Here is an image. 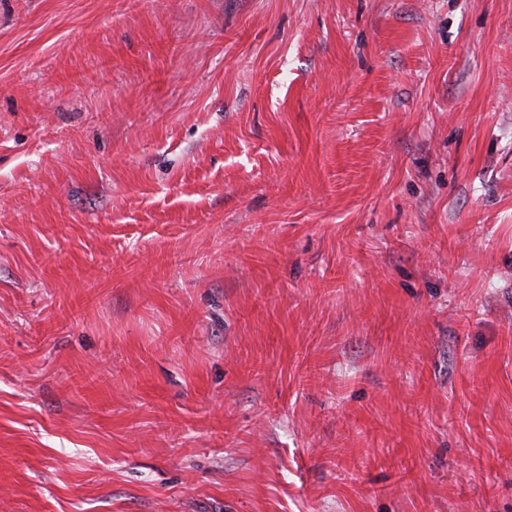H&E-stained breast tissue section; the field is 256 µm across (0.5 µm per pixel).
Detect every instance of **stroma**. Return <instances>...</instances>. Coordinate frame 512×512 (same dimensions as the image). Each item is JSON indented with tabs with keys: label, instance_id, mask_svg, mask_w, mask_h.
Here are the masks:
<instances>
[{
	"label": "stroma",
	"instance_id": "35a3bbf8",
	"mask_svg": "<svg viewBox=\"0 0 512 512\" xmlns=\"http://www.w3.org/2000/svg\"><path fill=\"white\" fill-rule=\"evenodd\" d=\"M0 512H512V0H0Z\"/></svg>",
	"mask_w": 512,
	"mask_h": 512
}]
</instances>
